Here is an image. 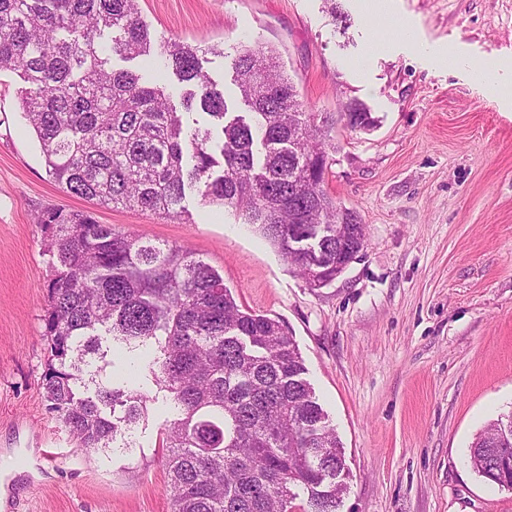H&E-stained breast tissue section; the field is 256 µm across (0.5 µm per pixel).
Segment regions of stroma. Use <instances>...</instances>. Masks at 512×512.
<instances>
[{"label":"stroma","mask_w":512,"mask_h":512,"mask_svg":"<svg viewBox=\"0 0 512 512\" xmlns=\"http://www.w3.org/2000/svg\"><path fill=\"white\" fill-rule=\"evenodd\" d=\"M358 0H139L154 51L113 69L155 78L181 104L169 42L203 47V71L233 94L241 46L275 48L316 122L332 121L326 188L365 226L366 245L313 288L252 225L197 193L179 218L99 207V223L191 247L247 309L292 333L306 377L350 471L340 512H512V491L485 481L469 447L512 413V111L465 68H435L399 39L468 58L512 55V0H389L369 27ZM27 88L0 73V512H171L155 451L173 412L150 403L113 448L89 454L47 409L43 315L49 255L38 215L86 200L49 177L21 106ZM362 103L372 127L340 113ZM103 380L155 392L139 352L114 348ZM54 449L51 457L42 456Z\"/></svg>","instance_id":"obj_1"}]
</instances>
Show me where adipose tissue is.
<instances>
[{"label": "adipose tissue", "mask_w": 512, "mask_h": 512, "mask_svg": "<svg viewBox=\"0 0 512 512\" xmlns=\"http://www.w3.org/2000/svg\"><path fill=\"white\" fill-rule=\"evenodd\" d=\"M411 47L437 66L467 65L471 80L484 95L497 98L502 106L512 109V96L503 89L504 78L512 74V58L484 64L468 60L463 49L456 45L431 46L415 41Z\"/></svg>", "instance_id": "ef3b65f1"}]
</instances>
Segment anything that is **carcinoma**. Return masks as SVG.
<instances>
[{
  "mask_svg": "<svg viewBox=\"0 0 512 512\" xmlns=\"http://www.w3.org/2000/svg\"><path fill=\"white\" fill-rule=\"evenodd\" d=\"M107 30L113 52L150 54L135 0H0V72L32 86L22 109L53 180L96 206L169 217L195 189L255 225L311 287L336 279L352 242L327 236L310 254L291 239L360 220L326 188L329 128L305 110L276 50L246 46L234 59L247 120L228 117L224 90L200 65L201 48L167 46V64L187 86L183 106L196 101L211 119L187 131L163 88L107 67ZM342 117L352 128L371 125L357 102ZM309 160L323 164L314 182L302 175ZM38 223L51 259L45 399L80 447L111 448L153 401L99 380L103 337L151 344L150 372L173 410L157 451L171 512H339L343 447L280 321L240 305L183 245L118 231L89 210L50 208ZM504 423L476 435L470 463L511 491L512 450L495 443Z\"/></svg>",
  "mask_w": 512,
  "mask_h": 512,
  "instance_id": "1",
  "label": "carcinoma"
}]
</instances>
